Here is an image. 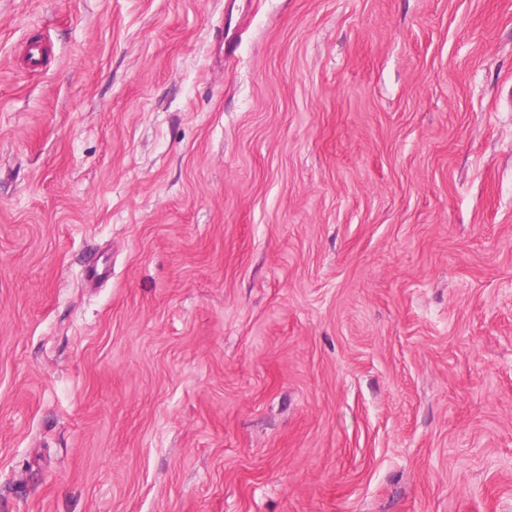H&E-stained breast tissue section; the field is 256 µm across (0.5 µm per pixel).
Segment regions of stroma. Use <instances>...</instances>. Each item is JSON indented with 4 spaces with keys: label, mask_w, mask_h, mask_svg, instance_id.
Here are the masks:
<instances>
[{
    "label": "stroma",
    "mask_w": 512,
    "mask_h": 512,
    "mask_svg": "<svg viewBox=\"0 0 512 512\" xmlns=\"http://www.w3.org/2000/svg\"><path fill=\"white\" fill-rule=\"evenodd\" d=\"M0 512H512V0H0Z\"/></svg>",
    "instance_id": "35a3bbf8"
}]
</instances>
